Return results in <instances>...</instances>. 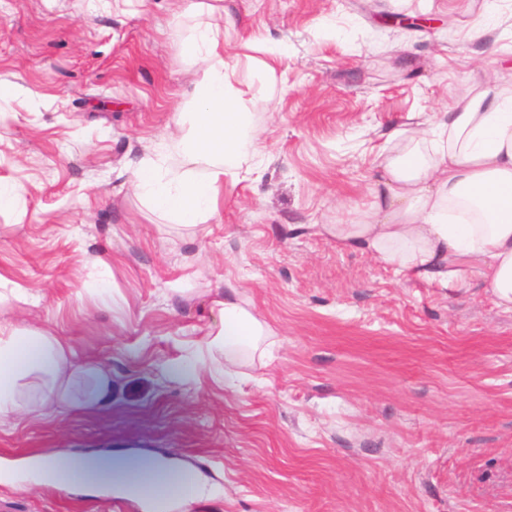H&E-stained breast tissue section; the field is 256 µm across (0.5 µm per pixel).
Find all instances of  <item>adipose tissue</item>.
<instances>
[{"mask_svg":"<svg viewBox=\"0 0 512 512\" xmlns=\"http://www.w3.org/2000/svg\"><path fill=\"white\" fill-rule=\"evenodd\" d=\"M191 52L204 69L194 84L196 110L184 134L163 143L181 159L160 173L144 162L132 184L148 205L175 224L195 226L217 210L225 176H238L256 152L251 114L224 63V37L197 30ZM376 196L359 224H329L337 245L365 252L396 273L466 285L478 272L498 303L512 305V88L486 85L456 98L434 122L419 125L405 148L377 167ZM222 326L213 342L234 361L263 350L270 330L232 294L218 303ZM112 379L98 363L43 328L0 322V421L45 417L98 403ZM37 481L59 488L118 482L131 472L88 457L49 453L32 464Z\"/></svg>","mask_w":512,"mask_h":512,"instance_id":"ef3b65f1","label":"adipose tissue"}]
</instances>
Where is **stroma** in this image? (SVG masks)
<instances>
[{"label": "stroma", "mask_w": 512, "mask_h": 512, "mask_svg": "<svg viewBox=\"0 0 512 512\" xmlns=\"http://www.w3.org/2000/svg\"><path fill=\"white\" fill-rule=\"evenodd\" d=\"M0 0V274L34 298L0 319L100 363L92 408L0 422V460L54 451L196 468L167 512H512V309L337 246L378 164L487 73L512 84L493 0ZM431 20L406 29L396 17ZM223 32L260 169L205 223L131 183L189 128L197 25ZM281 52L270 55L269 45ZM236 287L273 333L236 363L207 334ZM0 512H154L114 487L0 481Z\"/></svg>", "instance_id": "obj_1"}]
</instances>
